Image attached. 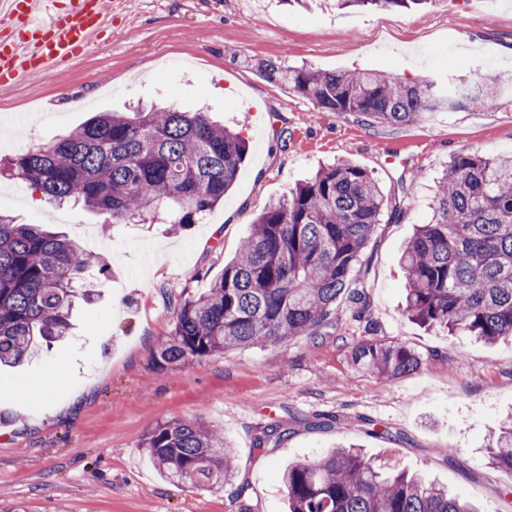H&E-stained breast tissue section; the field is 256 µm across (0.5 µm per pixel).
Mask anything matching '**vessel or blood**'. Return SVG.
Here are the masks:
<instances>
[{"label":"vessel or blood","mask_w":512,"mask_h":512,"mask_svg":"<svg viewBox=\"0 0 512 512\" xmlns=\"http://www.w3.org/2000/svg\"><path fill=\"white\" fill-rule=\"evenodd\" d=\"M112 0H0V87L57 72L94 45Z\"/></svg>","instance_id":"1"}]
</instances>
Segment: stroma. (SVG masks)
<instances>
[{
    "label": "stroma",
    "mask_w": 512,
    "mask_h": 512,
    "mask_svg": "<svg viewBox=\"0 0 512 512\" xmlns=\"http://www.w3.org/2000/svg\"><path fill=\"white\" fill-rule=\"evenodd\" d=\"M121 2L77 61L0 91V157L68 133L91 113L140 102L208 106L249 150L223 204L178 232L159 218L113 225L0 177L1 212L64 232L105 264L86 272L99 296L76 304L69 336L0 371V512H288L281 471L339 445L446 486L479 512H512L488 459L490 431L512 421V344L411 320L399 265L432 215L449 160L512 152V94L489 111L373 127L320 111L253 68L274 60L388 71L406 82L480 62L489 75L512 70V0H425L408 10L340 0ZM342 159L366 169L397 207L384 213L352 274L365 293L364 317L342 299L322 335L157 366L152 353L168 339L179 300L209 288L265 206ZM368 338L410 347L421 366L399 378L356 368L351 351ZM171 419L219 429L234 448L233 480L216 490L164 479L141 443ZM276 425L283 438L257 449V437Z\"/></svg>",
    "instance_id": "obj_1"
}]
</instances>
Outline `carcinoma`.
<instances>
[{
    "label": "carcinoma",
    "instance_id": "obj_1",
    "mask_svg": "<svg viewBox=\"0 0 512 512\" xmlns=\"http://www.w3.org/2000/svg\"><path fill=\"white\" fill-rule=\"evenodd\" d=\"M270 82L318 109L370 125H406L442 110H481L512 90V73L448 87L412 84L390 72H322L272 60L257 63ZM248 152L240 133L203 110L101 112L66 136L7 159L9 176L58 204H81L114 224H197L224 202ZM389 202L363 168L338 161L319 169L254 220L238 257L210 287L182 298L170 337L154 352L182 365L225 351L315 336L350 295L363 317V292L350 288ZM95 258L65 235L0 214V366H16L71 329L76 300H90L83 274ZM405 312L428 326L487 344L512 341V154L460 153L448 162L430 221L401 255ZM358 367L394 378L422 360L403 344L354 345ZM490 464L512 477V425L490 438ZM167 480L191 487L231 480L234 452L224 436L192 419H172L141 444ZM288 512H474L458 496L404 471L383 472L355 448L288 466Z\"/></svg>",
    "mask_w": 512,
    "mask_h": 512
}]
</instances>
